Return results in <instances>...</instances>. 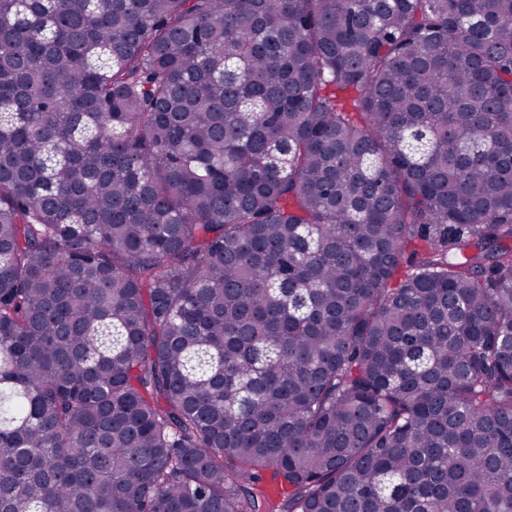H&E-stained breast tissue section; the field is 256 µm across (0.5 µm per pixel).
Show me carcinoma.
<instances>
[{
    "label": "carcinoma",
    "instance_id": "cac0c4a2",
    "mask_svg": "<svg viewBox=\"0 0 512 512\" xmlns=\"http://www.w3.org/2000/svg\"><path fill=\"white\" fill-rule=\"evenodd\" d=\"M0 512H512V0H0Z\"/></svg>",
    "mask_w": 512,
    "mask_h": 512
}]
</instances>
